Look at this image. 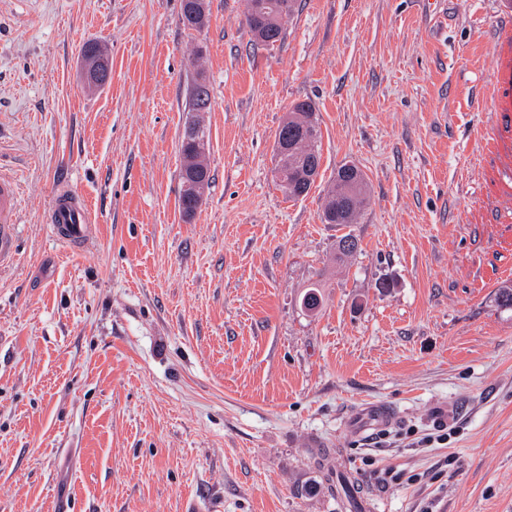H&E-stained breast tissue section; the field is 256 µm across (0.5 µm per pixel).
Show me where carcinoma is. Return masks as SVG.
I'll use <instances>...</instances> for the list:
<instances>
[{"instance_id":"carcinoma-1","label":"carcinoma","mask_w":512,"mask_h":512,"mask_svg":"<svg viewBox=\"0 0 512 512\" xmlns=\"http://www.w3.org/2000/svg\"><path fill=\"white\" fill-rule=\"evenodd\" d=\"M297 0H248L246 20L255 43L263 46L282 41L285 35L284 20L295 12ZM81 64L87 68L84 78L89 88L104 86L111 72V62L103 44L89 40L81 49ZM211 98L206 79L199 74L189 89L188 111L206 112L210 109ZM288 132L291 149L288 158L276 165L282 173L279 186L290 197L308 194L319 175L321 152L320 130L311 105L297 104L289 113L278 133ZM204 130L199 123L192 122L185 127L181 141L182 165L181 182L200 180L209 185L211 170L205 160V152L199 150L195 140ZM367 182L363 171L354 164H343L336 169L333 186L324 198L322 220L327 224H353L366 201ZM359 248L358 239L348 233L336 242L333 262L343 263ZM306 303L303 308L314 313L322 304V292L317 283L303 294Z\"/></svg>"}]
</instances>
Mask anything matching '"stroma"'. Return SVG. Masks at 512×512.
<instances>
[{
    "mask_svg": "<svg viewBox=\"0 0 512 512\" xmlns=\"http://www.w3.org/2000/svg\"><path fill=\"white\" fill-rule=\"evenodd\" d=\"M0 0V170L22 206L0 263V512H512V0H298L257 47L245 0ZM112 75L87 89L80 49ZM203 71L213 175L179 207ZM309 193L275 178L299 102ZM366 205L323 223L339 166ZM89 205L50 236L59 185ZM359 240L333 262L344 234ZM321 282L323 305L303 292ZM400 417L351 430L361 405ZM81 65L87 68L83 78L88 88L104 86L111 72V62L103 44L98 40H89L81 49ZM188 112H206L210 109L211 98L206 79L198 74L189 89ZM288 131L291 139V149L288 144L277 145L279 157L283 158L288 152V159L277 162V173L281 171L279 186L289 197L307 195L319 175L321 152L319 148L320 130L311 105L307 102L298 103L289 113L278 130V137ZM48 215L51 235L60 245H82L89 239L92 231L90 210L70 189L55 193Z\"/></svg>",
    "mask_w": 512,
    "mask_h": 512,
    "instance_id": "stroma-1",
    "label": "stroma"
}]
</instances>
